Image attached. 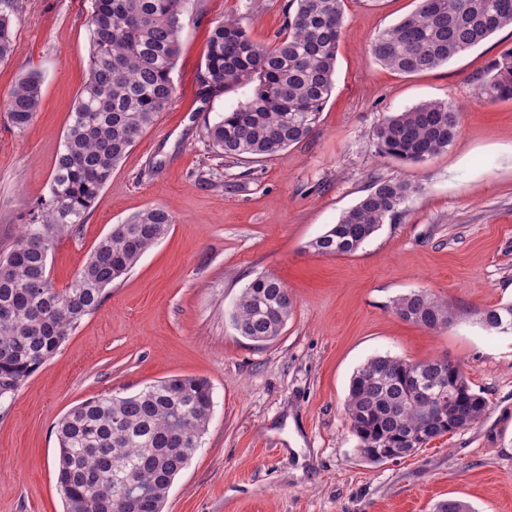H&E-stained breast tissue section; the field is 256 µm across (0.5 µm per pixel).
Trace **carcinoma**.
<instances>
[{
    "mask_svg": "<svg viewBox=\"0 0 512 512\" xmlns=\"http://www.w3.org/2000/svg\"><path fill=\"white\" fill-rule=\"evenodd\" d=\"M285 36L255 42L238 21L211 30L202 92L253 85L251 95L206 126L212 146L243 161L273 155L313 130L334 90L344 0H291ZM185 0H92L85 24L91 68L76 95L57 154L48 197L0 253V397L14 393L57 352L65 338L102 303L105 289L127 274L170 231L173 218L150 207L112 225L83 267L63 288L49 275L57 239L74 232L112 172L172 101ZM512 26V0H419L417 9L371 42V55L400 74L448 63L495 32ZM13 51V17L0 10V60ZM41 75L30 71L3 101L19 131L42 102ZM489 102L512 99V48L504 50L480 85ZM459 110L442 101L420 103L389 117L376 131L383 156L419 163L446 150L457 134ZM418 186L379 181L338 222L309 242L322 255L356 252ZM400 318L428 329L447 326L448 303L425 290L393 302ZM293 314L288 289L260 275L245 286L232 312L235 329L256 342L280 336ZM491 333L512 327V304L481 312ZM487 408L464 365L448 359L417 362L375 356L351 378L345 402L351 432L369 464L401 458L431 440L477 423ZM212 414V388L197 376L156 380L127 396L87 399L57 423V482L64 512H163L175 477L201 446Z\"/></svg>",
    "mask_w": 512,
    "mask_h": 512,
    "instance_id": "carcinoma-1",
    "label": "carcinoma"
}]
</instances>
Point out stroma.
Instances as JSON below:
<instances>
[{"label":"stroma","instance_id":"35a3bbf8","mask_svg":"<svg viewBox=\"0 0 512 512\" xmlns=\"http://www.w3.org/2000/svg\"><path fill=\"white\" fill-rule=\"evenodd\" d=\"M11 4L16 51L0 61V100L30 71L41 74L43 96L21 132L0 110V250L49 194L91 59V0ZM287 5L188 0L174 97L80 230L55 244V286L70 282L112 225L151 206L174 222L56 355L0 399V512H63L58 420L94 396L131 395L174 375L207 378L213 414L163 512H432L448 498L474 512H512V334L479 321L483 310L512 303V100L478 95L512 47V27L447 64L403 75L374 59L370 43L416 0H345L335 88L312 133L256 162L226 160L206 127L251 89L202 97L209 32L232 17L270 43ZM431 100L461 112L448 149L416 164L382 156L375 132L383 120ZM378 179L419 190L354 254L309 250ZM259 275L282 281L294 304L268 342L240 336L230 319ZM421 289L453 309L447 327L429 330L395 313L394 299ZM376 355L463 362L488 401L485 414L410 457L366 463L344 401L354 372Z\"/></svg>","mask_w":512,"mask_h":512}]
</instances>
